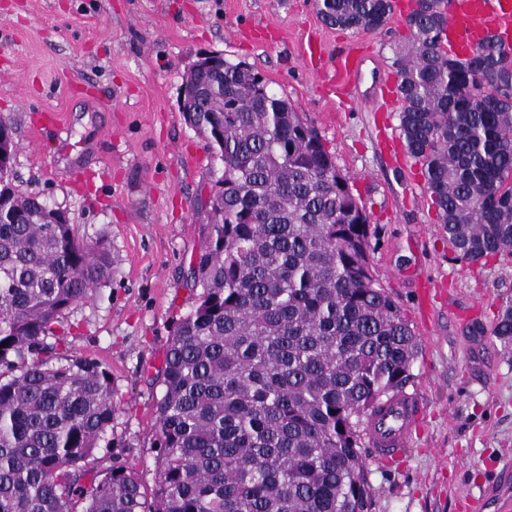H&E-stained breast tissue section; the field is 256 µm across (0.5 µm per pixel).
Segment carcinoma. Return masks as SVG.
I'll return each mask as SVG.
<instances>
[{
  "label": "carcinoma",
  "mask_w": 512,
  "mask_h": 512,
  "mask_svg": "<svg viewBox=\"0 0 512 512\" xmlns=\"http://www.w3.org/2000/svg\"><path fill=\"white\" fill-rule=\"evenodd\" d=\"M322 22L378 30L393 0H316ZM448 0H415L395 48L407 152L448 246L470 263L512 253V49L442 48ZM184 114L224 164L191 261L201 289L167 345L147 497L118 457L112 377L58 352L55 325L112 278L101 240L15 184L0 119V512H371L364 418L409 380L416 338L375 277L349 178L288 99L246 64L188 75ZM512 346V301L493 328ZM95 477L86 486V465Z\"/></svg>",
  "instance_id": "obj_1"
}]
</instances>
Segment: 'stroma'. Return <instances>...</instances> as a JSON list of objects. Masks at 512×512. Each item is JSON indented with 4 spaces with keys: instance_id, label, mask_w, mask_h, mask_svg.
I'll return each instance as SVG.
<instances>
[{
    "instance_id": "1",
    "label": "stroma",
    "mask_w": 512,
    "mask_h": 512,
    "mask_svg": "<svg viewBox=\"0 0 512 512\" xmlns=\"http://www.w3.org/2000/svg\"><path fill=\"white\" fill-rule=\"evenodd\" d=\"M315 34L329 53L355 46L387 69L410 38L395 15L377 31L326 27L315 0H0V117L19 143L17 182L112 252L109 284L62 323L65 354L112 374L117 412L96 454L122 456L154 489L159 375L196 304L186 276L223 174L184 121L181 88L216 53L251 66L316 129L369 214L374 274L415 331L405 389L425 421L399 457L368 456L371 512H500L512 498V348L492 329L512 298V255L456 257L404 149L399 106L324 92L301 60Z\"/></svg>"
}]
</instances>
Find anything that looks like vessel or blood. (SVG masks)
<instances>
[{"mask_svg": "<svg viewBox=\"0 0 512 512\" xmlns=\"http://www.w3.org/2000/svg\"><path fill=\"white\" fill-rule=\"evenodd\" d=\"M512 46V0H449L448 26L443 48L459 58L489 38ZM363 52L340 56L322 75L330 90L358 87L366 69ZM423 404L416 393L399 391L378 405L367 423V436L375 456L399 454L421 419Z\"/></svg>", "mask_w": 512, "mask_h": 512, "instance_id": "1", "label": "vessel or blood"}]
</instances>
